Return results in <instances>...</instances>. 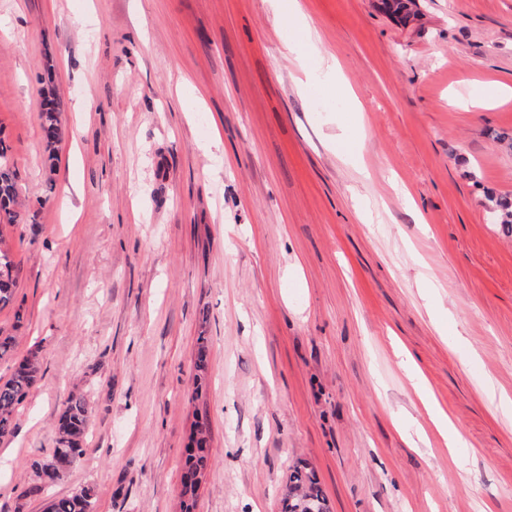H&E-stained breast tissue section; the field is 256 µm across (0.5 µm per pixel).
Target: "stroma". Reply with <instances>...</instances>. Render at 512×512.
<instances>
[{
  "mask_svg": "<svg viewBox=\"0 0 512 512\" xmlns=\"http://www.w3.org/2000/svg\"><path fill=\"white\" fill-rule=\"evenodd\" d=\"M347 97L273 0H0V138L20 268L0 359L42 368L0 438V512H280L294 463L331 512H512V0H300ZM53 85L62 139L40 112ZM363 134L357 160L342 127ZM207 388L195 390L198 337ZM461 438L448 451L418 395ZM87 451L33 491L71 393ZM510 404H503V397ZM203 427L200 424H197L193 432L190 436V442L187 446V456L185 460L184 467V475L182 480V485L186 486L184 478L187 475H190L192 472L197 470L207 471L210 465V449L208 448V439L207 432L205 429V433L203 434V430L198 431V434L201 436H197L195 434V430ZM203 434V435H202ZM93 495L89 488H83L74 494L53 499L48 505V512H93Z\"/></svg>",
  "mask_w": 512,
  "mask_h": 512,
  "instance_id": "stroma-1",
  "label": "stroma"
}]
</instances>
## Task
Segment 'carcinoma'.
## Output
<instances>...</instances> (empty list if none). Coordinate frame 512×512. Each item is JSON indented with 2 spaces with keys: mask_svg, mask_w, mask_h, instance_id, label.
I'll return each mask as SVG.
<instances>
[{
  "mask_svg": "<svg viewBox=\"0 0 512 512\" xmlns=\"http://www.w3.org/2000/svg\"><path fill=\"white\" fill-rule=\"evenodd\" d=\"M382 5L405 22L418 16L412 0H382ZM43 95L41 127L47 146L52 148L62 135L58 102L51 88L43 90ZM8 151L9 148L0 139V228L17 224L20 217L19 171L11 161ZM487 202L499 223L512 231V198L491 195L487 197ZM19 275L20 270L13 260L11 249L0 231V309L14 303ZM196 370L197 389L200 390L207 372L206 338L203 336L199 338ZM39 371L38 355L32 352L18 363L6 381L0 382V437L12 433L14 413L29 395ZM90 414L91 406L86 396L81 392L71 394L59 416L57 447L49 457L35 460L30 465L40 480V484L33 486L32 490L37 492L42 486L53 483L85 455L84 440ZM210 458L207 435L201 430L191 434L184 475L207 470ZM280 505L281 512H329L328 500L315 471L302 462L289 467ZM93 509V495L88 488L54 499L48 505V512H93Z\"/></svg>",
  "mask_w": 512,
  "mask_h": 512,
  "instance_id": "cac0c4a2",
  "label": "carcinoma"
}]
</instances>
